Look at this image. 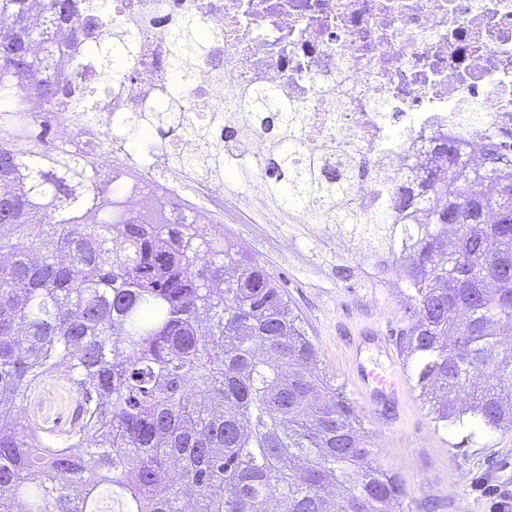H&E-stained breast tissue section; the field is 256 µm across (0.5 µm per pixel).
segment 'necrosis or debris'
I'll return each instance as SVG.
<instances>
[{
	"instance_id": "1",
	"label": "necrosis or debris",
	"mask_w": 512,
	"mask_h": 512,
	"mask_svg": "<svg viewBox=\"0 0 512 512\" xmlns=\"http://www.w3.org/2000/svg\"><path fill=\"white\" fill-rule=\"evenodd\" d=\"M186 18L206 48L185 83L181 123H199L216 98L235 109L241 91H273L304 107L300 135L328 163L371 160L360 213L381 202L397 165L411 164L438 131L512 153V0H112L108 30L90 39L129 36L136 52L118 57L109 75L96 55L69 60L65 80L95 91L100 120L60 132L80 153L111 139L101 190L142 175L157 211L171 213L173 196L189 186L200 199L193 223L223 215V181L179 167L199 144L172 133L138 151L113 130L119 117L157 105L158 89L173 81L168 36Z\"/></svg>"
}]
</instances>
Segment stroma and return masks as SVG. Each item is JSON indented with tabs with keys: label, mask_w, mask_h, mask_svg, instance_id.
<instances>
[{
	"label": "stroma",
	"mask_w": 512,
	"mask_h": 512,
	"mask_svg": "<svg viewBox=\"0 0 512 512\" xmlns=\"http://www.w3.org/2000/svg\"><path fill=\"white\" fill-rule=\"evenodd\" d=\"M224 236L246 249L281 282L315 341L322 365L360 415L377 461L397 474L407 495L398 512H490L499 491L512 490V430L440 428L422 404L413 367L400 351L410 292L400 264L360 239L336 250L305 220L268 224L264 213L229 200ZM362 361L396 365L405 393L364 395L354 381L351 349Z\"/></svg>",
	"instance_id": "1"
}]
</instances>
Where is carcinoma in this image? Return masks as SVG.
I'll use <instances>...</instances> for the list:
<instances>
[{"label": "carcinoma", "instance_id": "1", "mask_svg": "<svg viewBox=\"0 0 512 512\" xmlns=\"http://www.w3.org/2000/svg\"><path fill=\"white\" fill-rule=\"evenodd\" d=\"M80 0H0V512H393L406 495L371 459L355 407L320 367L297 309L245 250L177 218L149 222L125 208L128 183L99 192L81 153L49 151L57 128L17 98L26 84L55 102L62 38L80 46ZM196 21L169 37L177 78L163 107L123 132L132 147L176 131L178 74L202 57ZM73 119L97 123L87 95ZM247 123L224 136L267 133V196L336 208V225L397 256L411 295L401 346L434 422L512 429V156L486 149L472 164L459 139L433 137L383 203L358 217L355 188L372 168L296 152L305 111L263 88L245 93ZM198 165L224 174V145L201 127ZM485 185L471 212V183ZM60 380L81 395L76 427L39 430L28 408Z\"/></svg>", "mask_w": 512, "mask_h": 512}]
</instances>
